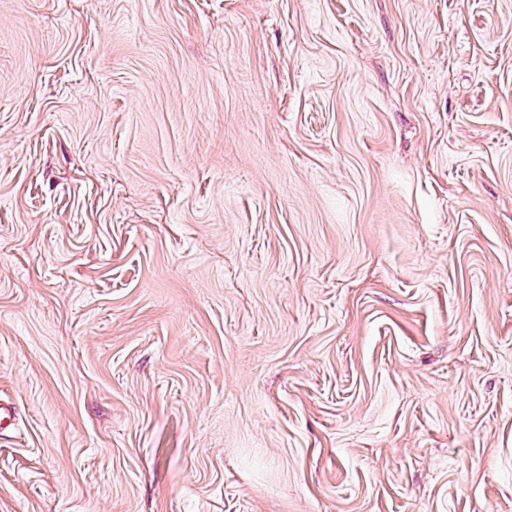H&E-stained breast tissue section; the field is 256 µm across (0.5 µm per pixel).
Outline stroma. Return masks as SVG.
<instances>
[{
    "instance_id": "obj_1",
    "label": "stroma",
    "mask_w": 512,
    "mask_h": 512,
    "mask_svg": "<svg viewBox=\"0 0 512 512\" xmlns=\"http://www.w3.org/2000/svg\"><path fill=\"white\" fill-rule=\"evenodd\" d=\"M0 512H512V0H0Z\"/></svg>"
}]
</instances>
